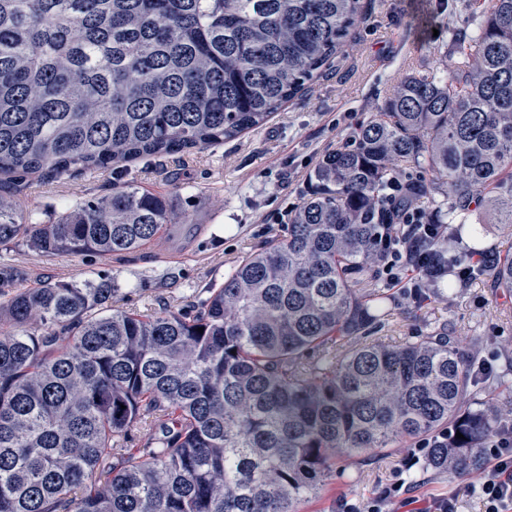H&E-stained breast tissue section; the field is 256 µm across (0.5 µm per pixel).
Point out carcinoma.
<instances>
[{"label": "carcinoma", "mask_w": 512, "mask_h": 512, "mask_svg": "<svg viewBox=\"0 0 512 512\" xmlns=\"http://www.w3.org/2000/svg\"><path fill=\"white\" fill-rule=\"evenodd\" d=\"M483 6L448 75H406L323 155L284 234L196 310H114L110 280L18 289L23 271L0 268L15 327L0 332V512H300L336 458L403 443H428L437 473L481 467L506 414L465 409L475 352L443 327L370 339L386 292L363 284L399 162L432 176L426 193L448 185V223L485 201L512 224V0ZM363 16L362 0H0V244L108 255L179 223L127 183L31 230L10 187L238 139L321 77ZM492 270L512 292V253ZM147 419L146 447H126Z\"/></svg>", "instance_id": "obj_1"}]
</instances>
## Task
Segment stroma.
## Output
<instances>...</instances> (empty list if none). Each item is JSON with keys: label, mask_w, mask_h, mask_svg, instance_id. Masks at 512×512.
Returning <instances> with one entry per match:
<instances>
[{"label": "stroma", "mask_w": 512, "mask_h": 512, "mask_svg": "<svg viewBox=\"0 0 512 512\" xmlns=\"http://www.w3.org/2000/svg\"><path fill=\"white\" fill-rule=\"evenodd\" d=\"M482 0H368V11L343 55L299 98L259 129L240 139L191 154L150 157L125 167L61 179L32 175L17 202L40 224L73 204L133 182L168 198L179 224L130 253L73 256L45 254L25 243L0 246V267L22 269L24 287L47 280H112L116 307L150 315L167 308L196 309L209 290L248 253L282 234L288 213L302 201L322 156L352 138L378 104L408 73L441 76L454 58L453 29L476 31ZM470 223L478 242L456 239V251L471 247L490 254L512 250V226L475 209ZM490 276L451 291L430 293L421 304L399 300L381 330L401 343L445 326L463 350L477 349L496 369L469 398L475 407L494 399L512 408V296L490 286ZM405 448L376 450L365 458L336 462V470L304 512H343L344 502L379 495L395 478L408 487L411 505L398 512H423L429 501L452 497L457 512H484L473 477L428 470L425 458L412 461Z\"/></svg>", "instance_id": "obj_1"}]
</instances>
